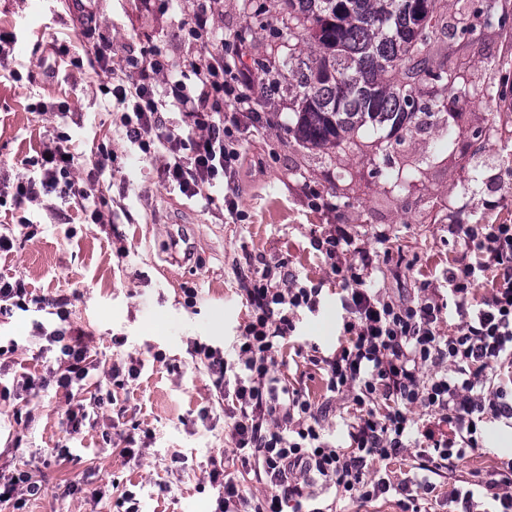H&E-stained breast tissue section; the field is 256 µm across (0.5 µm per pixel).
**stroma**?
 <instances>
[{"label":"stroma","instance_id":"1","mask_svg":"<svg viewBox=\"0 0 512 512\" xmlns=\"http://www.w3.org/2000/svg\"><path fill=\"white\" fill-rule=\"evenodd\" d=\"M264 0H211L210 49L240 48L242 61L259 78L263 119L243 135L244 161L236 181L245 221L224 208V189L210 199H187L163 180V153L144 155L126 136L118 110L103 88L113 76L133 77L126 66L141 48L159 44L169 69L161 87L180 77L179 64L201 52L187 35L200 0H95L93 13H74L64 0H0V31L16 38L9 68H0V182L35 175L30 161L43 142L62 133L74 153V186L16 208L0 206V226L25 224L11 252L0 253V276L23 280L27 310L0 320V473L28 471L45 480L44 496L23 512H126L133 494L139 512H214L218 490L206 478L212 460H231V443L218 393L192 343L230 347L250 306L243 279L264 265L285 261L300 281L322 285L318 312L296 318V331L277 357V371L314 405L331 403L323 435L336 447L349 445L351 393L329 398L326 373L314 355H330L342 336V291L315 236L346 225L357 247L389 261L372 273V286L408 301L430 283L447 300L442 273L468 249L452 233L456 224H512V141L493 129L496 111L512 109V64H503L502 39L475 35L471 71L477 84L498 89V97L460 101L462 136L447 129L406 136L394 154L402 171L392 189L369 160V132L355 145L306 149L288 132L292 120L288 83L270 85L261 75L273 41ZM95 25L112 44V69L85 63L81 30ZM45 111H37V104ZM482 129V141L467 134ZM101 144L112 155L111 171L98 173L99 220L82 207L89 186L84 159ZM318 191L324 207L309 203ZM198 291L187 307L184 291ZM67 298L58 318L54 301ZM48 329L83 330L99 362L93 376L112 405L91 424L66 434L69 406L64 392L48 388L20 398L17 383L44 373L54 354L33 335L34 322ZM139 360L137 380L115 382L112 364ZM208 419H201V411ZM140 457L122 452L125 438ZM484 447L457 464L454 478H441L426 512H453L457 480L474 482L512 457V419L488 421ZM60 456H53V449ZM80 480V493L61 497L55 485ZM167 484L169 493L158 491ZM317 507L336 512H403L394 494L360 502L336 498L334 489L314 483Z\"/></svg>","mask_w":512,"mask_h":512}]
</instances>
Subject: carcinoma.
I'll list each match as a JSON object with an SVG mask.
<instances>
[{"mask_svg": "<svg viewBox=\"0 0 512 512\" xmlns=\"http://www.w3.org/2000/svg\"><path fill=\"white\" fill-rule=\"evenodd\" d=\"M433 8L426 26L439 36L416 37L417 18L410 0H269L263 11L279 26L270 56L291 75L294 124L288 127L306 149L339 148L370 127L378 135L368 145L369 159L388 166L408 133H426L448 123L456 112H431L423 96H447L455 105L472 86L468 61L438 59L446 38L467 43L486 0H471L454 23ZM503 37L504 57H512V31L498 19L485 25ZM314 47L302 58L293 41ZM341 79H336V67Z\"/></svg>", "mask_w": 512, "mask_h": 512, "instance_id": "carcinoma-1", "label": "carcinoma"}]
</instances>
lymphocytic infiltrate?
Returning a JSON list of instances; mask_svg holds the SVG:
<instances>
[{
	"label": "lymphocytic infiltrate",
	"mask_w": 512,
	"mask_h": 512,
	"mask_svg": "<svg viewBox=\"0 0 512 512\" xmlns=\"http://www.w3.org/2000/svg\"><path fill=\"white\" fill-rule=\"evenodd\" d=\"M237 50L205 51L190 61L184 79L160 91L165 67L161 47L141 49L129 65L135 81L117 79L109 92L124 111L130 142L142 152L151 148L167 156L163 174L169 186L193 199L220 182H232L240 168L242 135L254 108L245 90L255 75L236 62ZM68 140L56 135L44 141L34 164L38 176L19 178L0 198L37 200L43 191H69L74 161ZM461 231L477 262L449 268L452 303L436 300L428 285L406 303L368 288L374 269L371 255L357 253L355 239L337 224L313 241L341 285L343 339L336 351L322 357L327 389L351 392L357 407L349 424V449L331 445L320 432L324 408L313 407L300 390L288 386L275 370L281 343L296 329L300 311L316 312L319 286H308L288 272L286 263L263 267L246 290L249 320L237 338L234 353L193 343L192 355L203 360L221 398L233 444L232 455L242 467L266 480L264 499L248 497L223 465L208 473L222 488L216 512H303L309 487L322 479L342 496L364 501L392 492L402 496L405 512L435 489L434 477L455 469L467 453L482 446L479 423L512 419V398L496 377L512 369V224H465ZM357 262H348L349 254ZM493 272L490 297L473 304L474 290L486 272ZM455 306L462 322L453 333L440 325L447 306ZM38 335L60 347L47 376H26L21 389L34 397L49 385L66 394L85 389L97 370L83 337L64 330ZM430 415L418 425L414 409ZM426 444L418 450L419 477L391 483L371 475L369 467L387 461L408 447L413 431ZM492 500L497 512H512V459L490 472L478 489L458 488L453 499L460 512H476L477 498Z\"/></svg>",
	"instance_id": "lymphocytic-infiltrate-1"
}]
</instances>
